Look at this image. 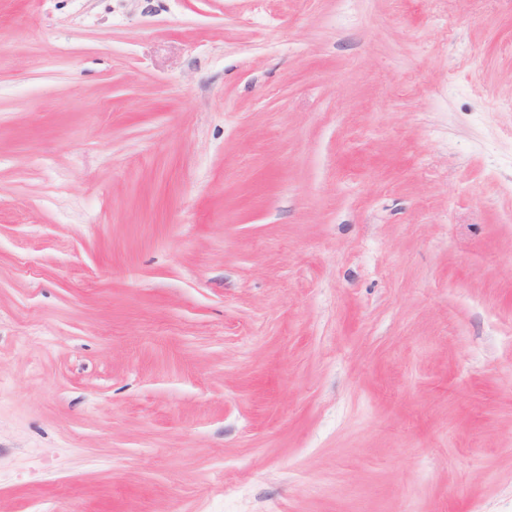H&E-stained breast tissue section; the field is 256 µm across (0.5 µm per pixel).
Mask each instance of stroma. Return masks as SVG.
<instances>
[{
	"label": "stroma",
	"instance_id": "35a3bbf8",
	"mask_svg": "<svg viewBox=\"0 0 512 512\" xmlns=\"http://www.w3.org/2000/svg\"><path fill=\"white\" fill-rule=\"evenodd\" d=\"M512 0H0V512H512Z\"/></svg>",
	"mask_w": 512,
	"mask_h": 512
}]
</instances>
